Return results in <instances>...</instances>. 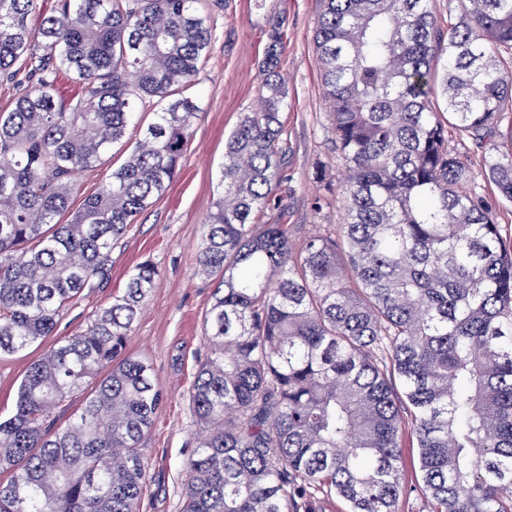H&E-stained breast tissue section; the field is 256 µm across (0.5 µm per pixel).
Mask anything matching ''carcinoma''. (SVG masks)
I'll return each mask as SVG.
<instances>
[{
	"instance_id": "1",
	"label": "carcinoma",
	"mask_w": 512,
	"mask_h": 512,
	"mask_svg": "<svg viewBox=\"0 0 512 512\" xmlns=\"http://www.w3.org/2000/svg\"><path fill=\"white\" fill-rule=\"evenodd\" d=\"M202 0H0V75L36 78L0 113V356L53 333L106 279L112 244L174 180L210 52ZM323 0L316 26L343 224L295 247L259 217L283 183V31L271 23L260 107L224 142L198 272L215 284L189 393L200 430L183 512H398L405 435L428 512H512V249L448 129L498 133L512 102V0ZM38 16L36 25L31 18ZM81 85L57 97V77ZM442 96L447 117L434 99ZM153 111L126 161L71 220L76 172ZM485 176L512 203V148ZM158 271L146 260L79 334L46 351L0 419V512H140V443L161 401L124 353ZM77 398L79 413L55 410ZM409 422H403L401 410Z\"/></svg>"
}]
</instances>
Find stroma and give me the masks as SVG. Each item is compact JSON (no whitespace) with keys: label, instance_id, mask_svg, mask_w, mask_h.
<instances>
[{"label":"stroma","instance_id":"1","mask_svg":"<svg viewBox=\"0 0 512 512\" xmlns=\"http://www.w3.org/2000/svg\"><path fill=\"white\" fill-rule=\"evenodd\" d=\"M214 19L211 52L191 89L200 112L181 161V171L168 190L138 216L112 249L109 278L87 289L70 305L51 336L29 349L0 358V416L14 407L18 385L30 364L45 351L84 330L97 311L122 293L130 271L152 261L159 278L138 311L126 338L127 354L146 358L162 392L153 424L141 443L147 468L140 512H181L186 465L195 451L189 391L197 364L205 357V314L213 285L197 272L202 224L216 196L224 140L242 112L258 107L260 66L265 32L281 21L287 34L281 71L288 82L284 125L288 185L279 203L265 208L262 222L287 225L294 245L309 236L336 231L343 219L340 187L344 169L327 119V105L315 51L320 0H208ZM140 138L129 127L103 163L76 176L73 207L121 165ZM448 144L467 163L478 192L496 201L498 190L484 175L488 144L449 135Z\"/></svg>","mask_w":512,"mask_h":512}]
</instances>
